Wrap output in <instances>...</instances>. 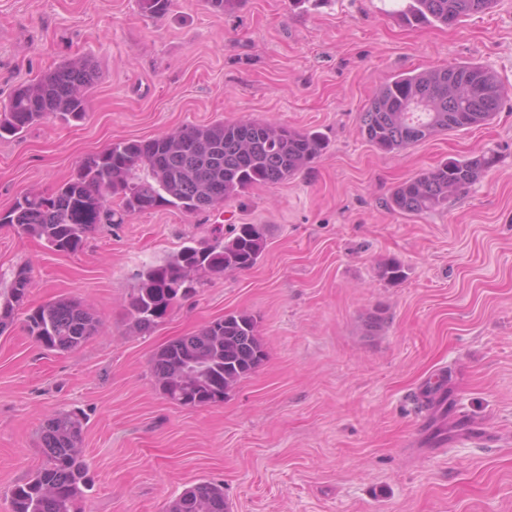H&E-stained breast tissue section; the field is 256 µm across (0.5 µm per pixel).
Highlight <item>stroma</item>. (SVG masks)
Masks as SVG:
<instances>
[{"instance_id":"35a3bbf8","label":"stroma","mask_w":512,"mask_h":512,"mask_svg":"<svg viewBox=\"0 0 512 512\" xmlns=\"http://www.w3.org/2000/svg\"><path fill=\"white\" fill-rule=\"evenodd\" d=\"M401 2L243 0L219 13L173 0L149 19L136 0H0V105L69 59L102 72L85 120L0 139V211L113 143L189 124L254 119L327 144L281 184L197 215L161 208L100 225L74 254L0 226V285L29 265V308L72 298L102 324L64 354L20 318L0 335V512L44 459V421L70 410L86 418L83 512H163L201 481L223 485L234 512H512V0L453 26L408 25ZM458 62L505 87L489 124L398 153L366 142L360 114L379 85ZM487 149L498 164L446 208H387L398 183ZM242 224L268 228L255 266L212 279L150 334L130 331L143 270ZM390 258L405 273L395 283L378 275ZM242 312L259 321V368L221 404L169 402L154 352ZM443 372L457 412L434 440L412 398Z\"/></svg>"}]
</instances>
